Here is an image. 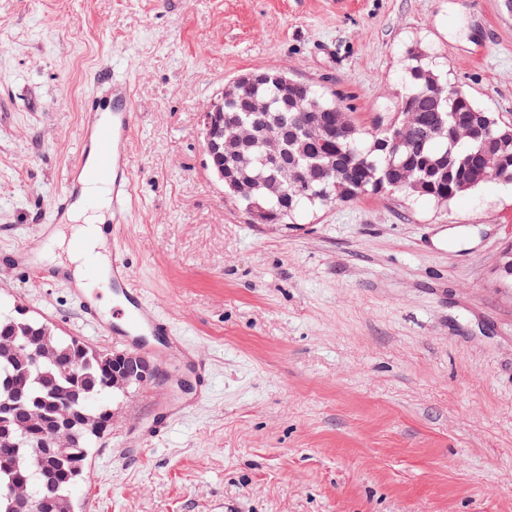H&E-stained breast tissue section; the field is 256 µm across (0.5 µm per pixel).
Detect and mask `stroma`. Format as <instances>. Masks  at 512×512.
<instances>
[{"label": "stroma", "mask_w": 512, "mask_h": 512, "mask_svg": "<svg viewBox=\"0 0 512 512\" xmlns=\"http://www.w3.org/2000/svg\"><path fill=\"white\" fill-rule=\"evenodd\" d=\"M420 57L512 120L502 0H0V255L46 231L101 70L131 85L133 282L206 364L112 400L81 512H512V184L448 203L365 195L255 224L206 167L200 113L275 67L366 131ZM22 307L101 349L66 289L0 273ZM182 403L154 447L136 438Z\"/></svg>", "instance_id": "35a3bbf8"}]
</instances>
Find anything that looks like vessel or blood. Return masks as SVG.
Wrapping results in <instances>:
<instances>
[{
    "label": "vessel or blood",
    "mask_w": 512,
    "mask_h": 512,
    "mask_svg": "<svg viewBox=\"0 0 512 512\" xmlns=\"http://www.w3.org/2000/svg\"><path fill=\"white\" fill-rule=\"evenodd\" d=\"M104 77L112 88V109L100 112L95 101H87L89 124L85 142L66 175L67 189L56 197L58 214H65L74 201L73 184L90 181L108 186L112 198V221L102 225L104 241L122 229V217L133 195L127 144L132 132L135 114L126 81L112 72ZM91 267H105L106 281L114 303L112 314H105L97 304L96 295L86 293L76 285L71 272L63 266L36 263L28 251H21L12 265L13 270H33L45 285L68 289L78 305L87 325L122 348H138L166 358L175 356L189 363L193 351L182 337L176 336L166 317L152 311L133 284L131 265L126 252L113 249L108 263H100L96 255L86 257Z\"/></svg>",
    "instance_id": "1"
}]
</instances>
